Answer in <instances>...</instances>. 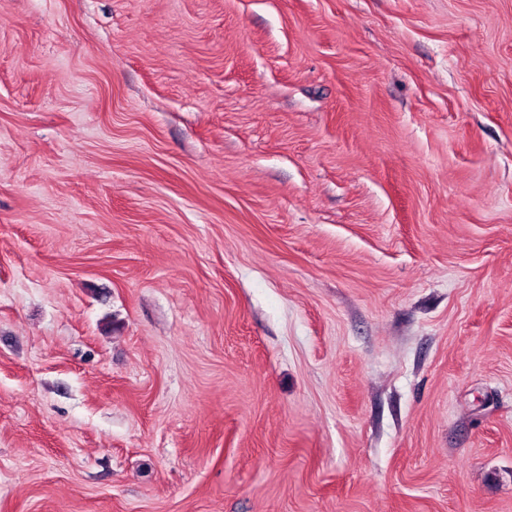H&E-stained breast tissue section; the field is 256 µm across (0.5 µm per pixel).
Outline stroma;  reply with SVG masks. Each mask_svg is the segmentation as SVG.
<instances>
[{"instance_id": "obj_1", "label": "stroma", "mask_w": 512, "mask_h": 512, "mask_svg": "<svg viewBox=\"0 0 512 512\" xmlns=\"http://www.w3.org/2000/svg\"><path fill=\"white\" fill-rule=\"evenodd\" d=\"M0 512H512V0H0Z\"/></svg>"}]
</instances>
